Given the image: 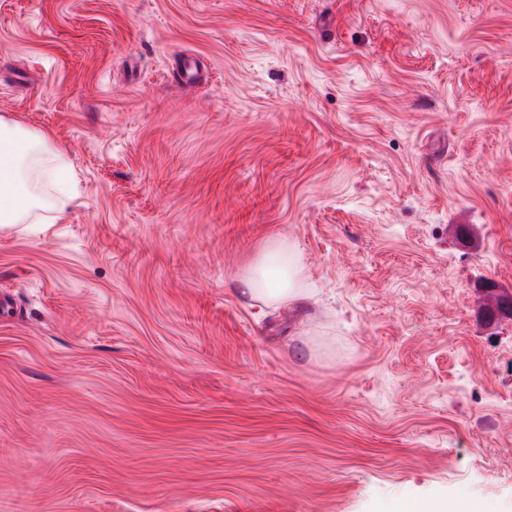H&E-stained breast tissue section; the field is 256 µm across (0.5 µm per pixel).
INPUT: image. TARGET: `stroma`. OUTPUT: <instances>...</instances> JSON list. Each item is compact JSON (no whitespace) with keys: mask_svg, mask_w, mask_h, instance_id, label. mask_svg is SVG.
Instances as JSON below:
<instances>
[{"mask_svg":"<svg viewBox=\"0 0 512 512\" xmlns=\"http://www.w3.org/2000/svg\"><path fill=\"white\" fill-rule=\"evenodd\" d=\"M0 119V512H512V0H0ZM74 181L64 152L51 146L45 134L24 131L0 119L1 228L39 223L38 186L45 183L56 192L52 219H62L76 200ZM296 268H301L299 255L292 251L288 256V245L273 242L269 252L252 271L239 281L242 293L275 303L296 304L304 296L299 288Z\"/></svg>","mask_w":512,"mask_h":512,"instance_id":"35a3bbf8","label":"stroma"}]
</instances>
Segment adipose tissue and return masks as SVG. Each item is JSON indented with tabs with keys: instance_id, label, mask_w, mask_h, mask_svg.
I'll list each match as a JSON object with an SVG mask.
<instances>
[{
	"instance_id": "obj_1",
	"label": "adipose tissue",
	"mask_w": 512,
	"mask_h": 512,
	"mask_svg": "<svg viewBox=\"0 0 512 512\" xmlns=\"http://www.w3.org/2000/svg\"><path fill=\"white\" fill-rule=\"evenodd\" d=\"M45 183L56 192V218H63L76 199L74 173L64 152L51 146L45 134L0 119V226L11 228L36 219L42 206L38 187ZM300 265L299 255L289 252L287 245L272 243L239 287L269 302L297 303L304 296L296 279Z\"/></svg>"
}]
</instances>
